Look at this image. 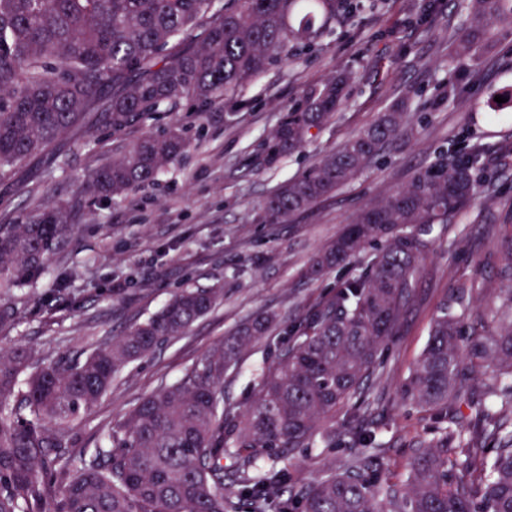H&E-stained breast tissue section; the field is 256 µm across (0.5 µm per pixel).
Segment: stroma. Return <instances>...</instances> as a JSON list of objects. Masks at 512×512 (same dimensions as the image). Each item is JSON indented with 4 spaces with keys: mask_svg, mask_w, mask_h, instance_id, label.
I'll return each mask as SVG.
<instances>
[{
    "mask_svg": "<svg viewBox=\"0 0 512 512\" xmlns=\"http://www.w3.org/2000/svg\"><path fill=\"white\" fill-rule=\"evenodd\" d=\"M418 0H364L362 8L317 39L312 49L292 47L236 93L238 104L182 110L191 148L157 179L126 197L86 209L64 254L50 256L44 275L15 291L18 317L0 332V348L36 347L44 361L94 347L121 335L158 309L178 289L223 284L224 297L186 333L126 367L111 390L74 427L79 447L91 449L102 432L160 383H171L220 347L246 318L277 317L268 335L254 340L224 379V396L245 402L257 389V370L271 364L288 342V326L328 296L336 283L359 273L360 264L313 281L305 272L317 251L334 239L363 206L407 184L414 170L469 131L496 155L512 127L489 117L492 92L512 86V29L498 28L479 61L477 90L436 110L438 85L461 77L465 62H449V43L463 22L457 0H440L424 21H411ZM339 70L350 71L347 106L302 151L268 166L257 163V143L280 124L302 91ZM407 100L412 138L387 146L357 177L284 224L257 219L281 184L336 149L371 123L378 112ZM159 122L121 136L80 127L61 136L49 154L31 159L0 182V222L13 211L74 198L86 170L111 160ZM96 136L100 145L85 142ZM490 205L474 206L434 232L421 264L414 297L396 336L380 354L369 379L373 411L361 423L383 441L388 479L398 480L420 442L434 427L430 413L403 403L399 386L419 359L430 325L455 283L471 279V327L492 329L502 316L507 280L498 242L512 224V167L491 166L485 182ZM350 439L337 432L332 448H304L280 458L289 481H309L344 467Z\"/></svg>",
    "mask_w": 512,
    "mask_h": 512,
    "instance_id": "35a3bbf8",
    "label": "stroma"
}]
</instances>
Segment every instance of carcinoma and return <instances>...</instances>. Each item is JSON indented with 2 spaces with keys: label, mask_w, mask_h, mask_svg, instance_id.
Masks as SVG:
<instances>
[{
  "label": "carcinoma",
  "mask_w": 512,
  "mask_h": 512,
  "mask_svg": "<svg viewBox=\"0 0 512 512\" xmlns=\"http://www.w3.org/2000/svg\"><path fill=\"white\" fill-rule=\"evenodd\" d=\"M348 8L346 0H0V181L92 112L116 135L162 112L230 97L294 44L311 46L332 31ZM498 24L512 25V0H467L451 55L478 59ZM350 80L341 73L307 87L258 144L259 160L270 165L300 151L345 106ZM463 91L450 80L434 105ZM406 108L401 102L378 113L279 187L258 220L286 223L351 181L386 145L412 134ZM189 146L186 128L173 120L89 170L77 199L0 224V330L17 318L3 293L44 271L48 256L70 242L83 205L130 195ZM486 174L481 143L450 146L361 209L307 275L319 280L367 247L370 259L291 326L288 344L243 405L224 400V376L277 324L270 314L242 322L178 381L142 397L93 451L67 452L71 424L125 367L207 315L224 295L219 284L183 288L123 335L70 358L45 363L32 346L1 351L0 512H512V414L486 413L468 385V374L496 362V395L512 408V316L489 335L465 334L473 284L454 285L441 303L402 383L403 398L430 411L436 426L400 482L385 477L376 453L382 443L360 424L370 406L366 381L408 310L433 227L470 208ZM464 405L475 410L468 422L458 417ZM342 409L358 448L352 462L289 483L277 459L317 443L331 447Z\"/></svg>",
  "instance_id": "1"
}]
</instances>
